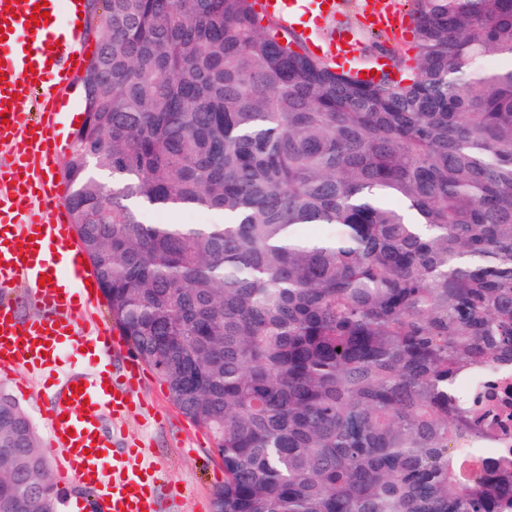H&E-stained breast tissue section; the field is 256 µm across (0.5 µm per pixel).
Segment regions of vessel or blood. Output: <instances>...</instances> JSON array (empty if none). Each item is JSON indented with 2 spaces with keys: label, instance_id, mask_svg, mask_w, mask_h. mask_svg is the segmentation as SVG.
I'll use <instances>...</instances> for the list:
<instances>
[{
  "label": "vessel or blood",
  "instance_id": "1",
  "mask_svg": "<svg viewBox=\"0 0 512 512\" xmlns=\"http://www.w3.org/2000/svg\"><path fill=\"white\" fill-rule=\"evenodd\" d=\"M38 2L0 0L6 36L0 42V149L11 154L0 167V373L21 389L42 373L52 379L54 388L41 406L47 450L57 461L62 487L92 490V499H77L79 512H161L155 491L160 464L148 449L113 448L102 432L99 411L122 422L144 367L132 356L123 374L113 375L110 356L123 340L80 324L79 304L93 306L103 296L66 219L67 185L53 177L59 146L50 132L58 123L60 97L86 64L77 43L82 0H47L49 19L35 26ZM342 6V0H260L265 13L288 16L305 32L331 24ZM361 12L370 30L397 34L408 26L391 0H363ZM358 42L355 29L342 28L310 46L346 60ZM23 89L35 96L37 113L26 112L19 98ZM19 141L24 151H14ZM18 280L27 283V296L38 308L26 320L3 299Z\"/></svg>",
  "mask_w": 512,
  "mask_h": 512
}]
</instances>
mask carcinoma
<instances>
[{"instance_id":"carcinoma-1","label":"carcinoma","mask_w":512,"mask_h":512,"mask_svg":"<svg viewBox=\"0 0 512 512\" xmlns=\"http://www.w3.org/2000/svg\"><path fill=\"white\" fill-rule=\"evenodd\" d=\"M101 2L66 209L213 512H512L493 388H459L512 366V0H408L371 80L258 0ZM64 498L0 390V512Z\"/></svg>"}]
</instances>
